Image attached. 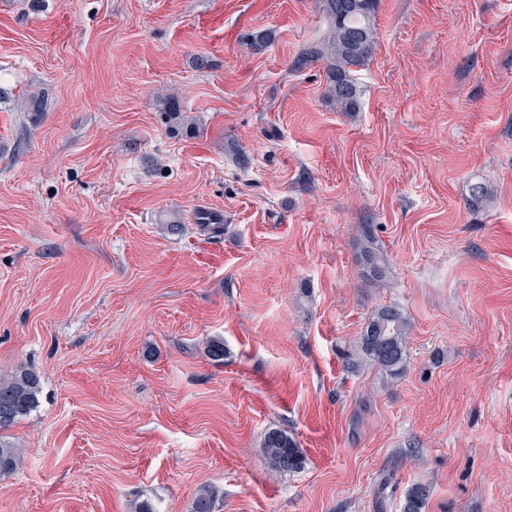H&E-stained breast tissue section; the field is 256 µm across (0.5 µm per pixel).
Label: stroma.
<instances>
[{"label":"stroma","instance_id":"1","mask_svg":"<svg viewBox=\"0 0 512 512\" xmlns=\"http://www.w3.org/2000/svg\"><path fill=\"white\" fill-rule=\"evenodd\" d=\"M324 27V0H0V375L42 386L0 512H191L204 485L402 512L415 484L512 512V0H378L354 112L297 65ZM385 305L405 372H348ZM365 237L367 243L360 255V262L373 281L382 284L390 274L389 260L384 251L375 246L372 228L369 224L365 225ZM263 448L271 465L283 473H295L305 466L306 458L297 441L282 430H270Z\"/></svg>","mask_w":512,"mask_h":512}]
</instances>
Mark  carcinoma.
I'll return each mask as SVG.
<instances>
[{
  "label": "carcinoma",
  "mask_w": 512,
  "mask_h": 512,
  "mask_svg": "<svg viewBox=\"0 0 512 512\" xmlns=\"http://www.w3.org/2000/svg\"><path fill=\"white\" fill-rule=\"evenodd\" d=\"M377 0H325L326 27L318 38L303 49L299 65L325 60L327 65L326 97L336 101L343 112L359 107L358 93L352 78L353 69L363 65L375 47L373 18ZM366 244L360 255L366 273L382 284L390 274L387 255L374 244L372 228L365 225ZM410 326L396 306L379 308L369 319L360 337L357 354L346 360V368L356 372L364 362L377 365L390 377H398L407 366V336ZM40 376L21 367L8 377H0V431L28 415L39 404ZM263 448L271 465L283 473H295L306 463L297 441L282 430L273 429L264 438ZM19 449L0 437V475L17 469ZM428 491L413 486L406 495L403 512H423ZM215 496L203 486L193 501L191 512H215Z\"/></svg>",
  "instance_id": "carcinoma-1"
}]
</instances>
